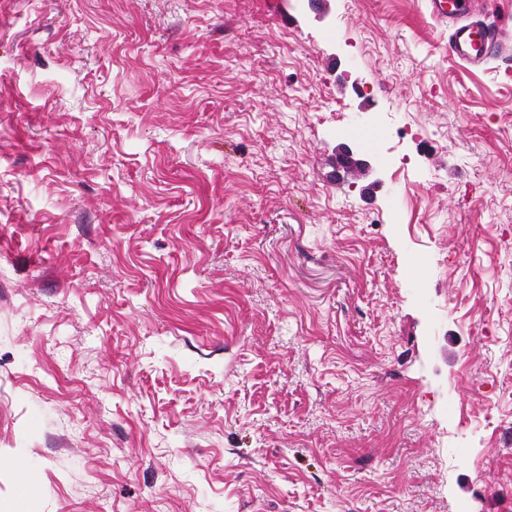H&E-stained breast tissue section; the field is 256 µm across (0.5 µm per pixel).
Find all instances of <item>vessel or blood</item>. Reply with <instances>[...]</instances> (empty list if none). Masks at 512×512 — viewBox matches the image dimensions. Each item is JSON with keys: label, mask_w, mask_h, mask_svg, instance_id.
Masks as SVG:
<instances>
[{"label": "vessel or blood", "mask_w": 512, "mask_h": 512, "mask_svg": "<svg viewBox=\"0 0 512 512\" xmlns=\"http://www.w3.org/2000/svg\"><path fill=\"white\" fill-rule=\"evenodd\" d=\"M430 7L438 19L452 22L448 50L459 59L479 66L491 55L503 52L497 28L471 20L473 0H430Z\"/></svg>", "instance_id": "b4317fda"}]
</instances>
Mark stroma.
I'll list each match as a JSON object with an SVG mask.
<instances>
[{
	"mask_svg": "<svg viewBox=\"0 0 512 512\" xmlns=\"http://www.w3.org/2000/svg\"><path fill=\"white\" fill-rule=\"evenodd\" d=\"M0 512H512V59L0 0Z\"/></svg>",
	"mask_w": 512,
	"mask_h": 512,
	"instance_id": "1",
	"label": "stroma"
}]
</instances>
